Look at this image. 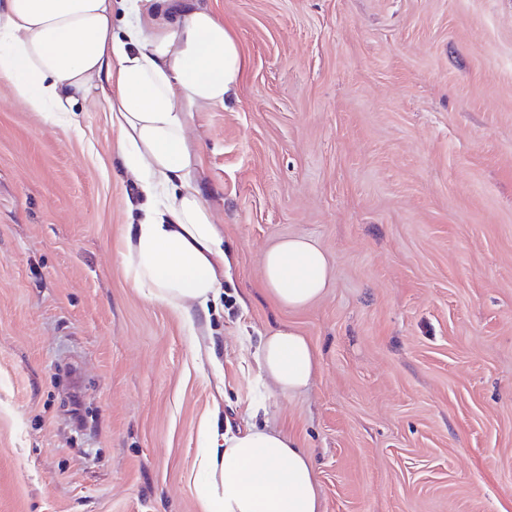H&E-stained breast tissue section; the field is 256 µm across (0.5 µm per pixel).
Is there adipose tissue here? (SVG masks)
I'll return each instance as SVG.
<instances>
[{"instance_id":"obj_1","label":"adipose tissue","mask_w":512,"mask_h":512,"mask_svg":"<svg viewBox=\"0 0 512 512\" xmlns=\"http://www.w3.org/2000/svg\"><path fill=\"white\" fill-rule=\"evenodd\" d=\"M133 20L112 34V0H0V78L31 111L70 118L101 97L117 153L147 199L122 260L147 299L186 318L208 311L228 263L224 235L195 177L194 108L224 104L243 68L239 45L198 0H129ZM267 291L284 307L321 298L329 260L309 237L263 255ZM259 369L285 395L308 391L315 351L295 328L263 340ZM201 512H322L312 460L287 434L251 427L211 441L198 457Z\"/></svg>"}]
</instances>
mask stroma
<instances>
[{
	"label": "stroma",
	"mask_w": 512,
	"mask_h": 512,
	"mask_svg": "<svg viewBox=\"0 0 512 512\" xmlns=\"http://www.w3.org/2000/svg\"><path fill=\"white\" fill-rule=\"evenodd\" d=\"M245 60L195 111L230 266L187 320L132 286L105 104L79 133L0 80V512H200L207 424L292 435L324 512H512V0H201ZM330 257L292 310L264 252ZM313 345L312 388L258 370ZM261 274L267 291L281 306L300 309L324 295L329 260L311 238L296 235L264 253ZM259 369L284 395L308 391L317 371L315 350L295 328H279L262 341Z\"/></svg>",
	"instance_id": "35a3bbf8"
}]
</instances>
